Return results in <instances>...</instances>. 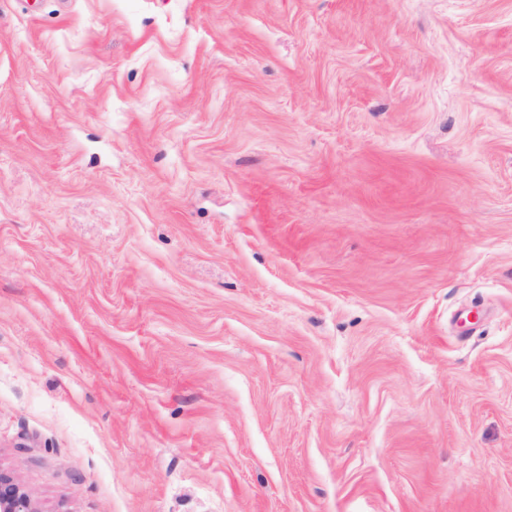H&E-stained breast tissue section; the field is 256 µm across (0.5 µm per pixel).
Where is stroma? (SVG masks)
Instances as JSON below:
<instances>
[{
    "mask_svg": "<svg viewBox=\"0 0 512 512\" xmlns=\"http://www.w3.org/2000/svg\"><path fill=\"white\" fill-rule=\"evenodd\" d=\"M0 472L512 512V0H0Z\"/></svg>",
    "mask_w": 512,
    "mask_h": 512,
    "instance_id": "35a3bbf8",
    "label": "stroma"
}]
</instances>
